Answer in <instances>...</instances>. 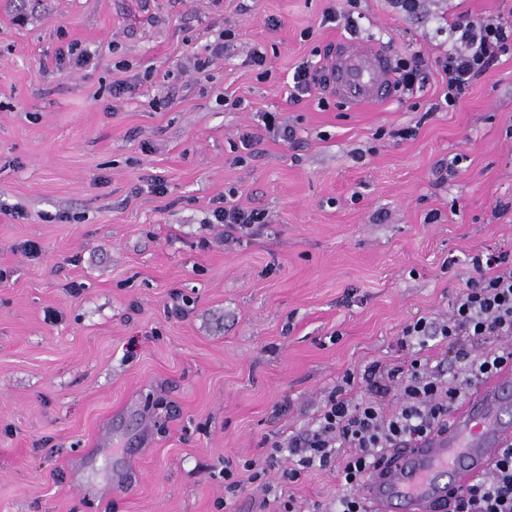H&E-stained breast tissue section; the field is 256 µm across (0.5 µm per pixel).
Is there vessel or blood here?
Segmentation results:
<instances>
[{"label": "vessel or blood", "instance_id": "obj_1", "mask_svg": "<svg viewBox=\"0 0 512 512\" xmlns=\"http://www.w3.org/2000/svg\"><path fill=\"white\" fill-rule=\"evenodd\" d=\"M328 86L353 104L385 101L392 90L386 56L357 40L338 42L326 66ZM512 368L478 386L431 434L391 450L361 489L369 512H445L454 493L483 476L512 445Z\"/></svg>", "mask_w": 512, "mask_h": 512}]
</instances>
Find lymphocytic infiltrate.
<instances>
[{"instance_id":"1","label":"lymphocytic infiltrate","mask_w":512,"mask_h":512,"mask_svg":"<svg viewBox=\"0 0 512 512\" xmlns=\"http://www.w3.org/2000/svg\"><path fill=\"white\" fill-rule=\"evenodd\" d=\"M454 48L436 62L443 83L444 103L456 105L474 81L512 54V22L459 15L450 25ZM472 276L456 295L444 319L421 316L407 323L398 342H447L457 369L451 378L433 370L426 359L413 357L385 368L373 362L362 373H346L321 406L315 429L272 442L264 460L243 463L247 479H238L232 463L224 465L226 499L237 498L247 481L277 468L279 453L289 467L280 469L282 482L294 484L305 472L335 467L341 493L336 512H367L359 493L373 461L386 449L429 435L463 403L473 386L494 377L512 363V258L486 250L470 257ZM364 382L367 394L354 393ZM395 407H387L388 396ZM449 512H512V447L504 449L490 475L463 488Z\"/></svg>"}]
</instances>
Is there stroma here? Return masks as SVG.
I'll return each instance as SVG.
<instances>
[{
	"mask_svg": "<svg viewBox=\"0 0 512 512\" xmlns=\"http://www.w3.org/2000/svg\"><path fill=\"white\" fill-rule=\"evenodd\" d=\"M350 8L0 0V512H219L225 463L311 428L346 372L397 365L402 328L447 314L471 255L512 254L495 210L512 200V56L436 112L435 75L378 107L288 94L338 40L432 63L452 19L512 20V0H358L357 30L326 22ZM228 197L262 213L252 236L210 223ZM268 485L307 512L340 492L334 469L295 485L273 469L232 512H274Z\"/></svg>",
	"mask_w": 512,
	"mask_h": 512,
	"instance_id": "stroma-1",
	"label": "stroma"
}]
</instances>
